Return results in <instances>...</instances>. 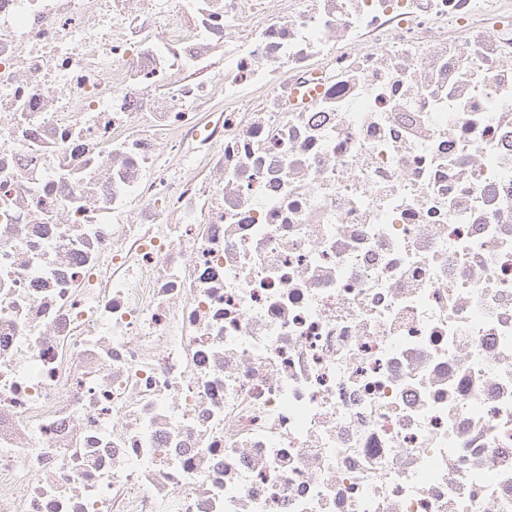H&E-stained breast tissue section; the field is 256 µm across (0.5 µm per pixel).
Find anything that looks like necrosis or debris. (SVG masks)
<instances>
[{
  "label": "necrosis or debris",
  "mask_w": 512,
  "mask_h": 512,
  "mask_svg": "<svg viewBox=\"0 0 512 512\" xmlns=\"http://www.w3.org/2000/svg\"><path fill=\"white\" fill-rule=\"evenodd\" d=\"M0 512H512V0H0Z\"/></svg>",
  "instance_id": "necrosis-or-debris-1"
}]
</instances>
